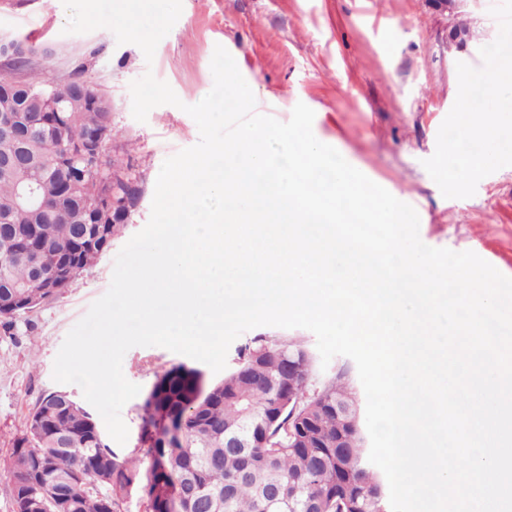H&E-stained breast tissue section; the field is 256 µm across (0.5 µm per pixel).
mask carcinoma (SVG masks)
<instances>
[{"mask_svg": "<svg viewBox=\"0 0 512 512\" xmlns=\"http://www.w3.org/2000/svg\"><path fill=\"white\" fill-rule=\"evenodd\" d=\"M40 84L0 76V109L35 139L0 132V328L55 300L111 244L117 224H92L112 193L133 205L140 189L116 169L115 186L89 168L79 178L60 164L64 149L97 142L109 155L112 101L89 80L58 82L46 62ZM61 110L55 111L51 106ZM25 184L37 202L20 204ZM69 281L45 283L60 264ZM302 342L258 335L217 382L184 363L156 373L143 404L138 447L105 443L94 416L69 392L41 396L6 458L13 512H121L138 494L145 512H388L380 475L368 460L361 399L352 368L324 380Z\"/></svg>", "mask_w": 512, "mask_h": 512, "instance_id": "1", "label": "carcinoma"}]
</instances>
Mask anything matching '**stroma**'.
<instances>
[{"label":"stroma","mask_w":512,"mask_h":512,"mask_svg":"<svg viewBox=\"0 0 512 512\" xmlns=\"http://www.w3.org/2000/svg\"><path fill=\"white\" fill-rule=\"evenodd\" d=\"M180 18L153 62L133 44L99 31L68 34L62 0H0V36L54 49L60 81L82 74L112 101L109 151L130 166L140 198L109 248L57 300L0 331V512H12L5 459L26 428L37 399L59 390L56 355L68 332L108 290L121 248L147 223L163 162L197 144L199 130L184 105L213 87L216 46L234 58L257 113L288 121L297 103L314 113L315 137L352 166L415 208L423 243L471 251L512 277V141L487 147L489 159L461 181L438 160L461 98L475 120L496 114L500 93L479 74L490 57L512 55V0H465L472 39L448 50L447 18L428 0H182ZM167 82L180 106L161 105L133 118L130 83L145 72ZM165 348L134 347L123 373L149 390L161 369L185 362Z\"/></svg>","instance_id":"stroma-1"}]
</instances>
